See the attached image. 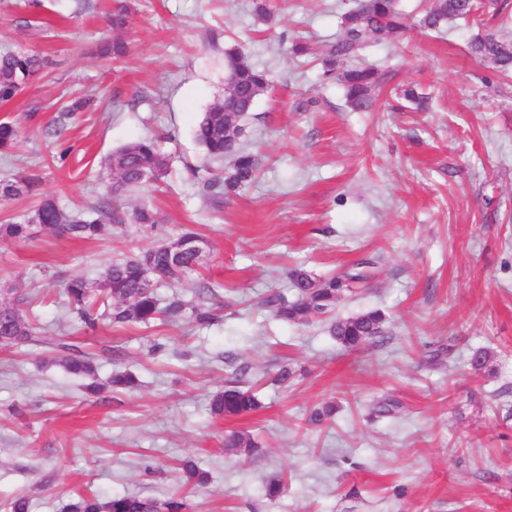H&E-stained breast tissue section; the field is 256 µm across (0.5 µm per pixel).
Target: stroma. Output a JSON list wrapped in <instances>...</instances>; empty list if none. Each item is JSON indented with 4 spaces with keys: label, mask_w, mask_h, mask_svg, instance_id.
Masks as SVG:
<instances>
[{
    "label": "stroma",
    "mask_w": 512,
    "mask_h": 512,
    "mask_svg": "<svg viewBox=\"0 0 512 512\" xmlns=\"http://www.w3.org/2000/svg\"><path fill=\"white\" fill-rule=\"evenodd\" d=\"M121 4L129 24L116 32L109 16ZM268 5L269 28L253 0H0V51L48 60L0 104L19 130L0 180L41 178L35 194L0 197V223L32 216L43 195L95 204L112 152L143 136L166 135L171 170L167 185L128 198L151 201L154 231L129 224L78 241L36 225L30 240L0 243V301L34 297L40 335L98 353L99 380L120 367L139 380L90 396L48 364L46 347L0 346V512L20 495L30 512H63L79 492L162 498L181 490L188 454L211 483L186 494V512H512V79L471 55L482 28L460 20L360 54L388 91L429 94V109H395L387 91L352 112L322 59L354 0ZM116 38L126 55L100 56ZM296 43L307 56L292 55ZM234 45L272 86L244 121L260 175L214 208L192 172L218 169L194 129L224 96ZM77 96L89 98L85 111L59 120ZM185 227L208 247L178 291L193 299L211 286L226 305L216 324L81 330L50 302L64 278L99 279ZM370 257V279L333 316L286 324L263 305L288 269L328 277ZM377 308L388 318L381 342L347 350L330 335L332 318ZM482 346L497 352L495 373L477 377L468 360ZM285 364L297 378L274 383ZM240 370L259 408L211 416L210 394ZM390 399L391 414L370 420ZM321 401L335 404L332 422L308 425ZM235 431L260 453L226 450ZM278 476L288 490L268 499Z\"/></svg>",
    "instance_id": "1"
}]
</instances>
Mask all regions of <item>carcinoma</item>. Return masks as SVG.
I'll return each instance as SVG.
<instances>
[{"mask_svg":"<svg viewBox=\"0 0 512 512\" xmlns=\"http://www.w3.org/2000/svg\"><path fill=\"white\" fill-rule=\"evenodd\" d=\"M496 0L476 5L474 0H431L416 23L412 24L397 6L396 0H357L355 6L340 16L341 37L323 59L325 73L339 79L346 91V103L353 112H367L374 103V93L381 87V76L371 67L356 63L359 53L371 42L381 38L396 39L413 25L424 31L438 32L456 20L470 19L483 24L475 14L495 13ZM471 53L506 75L512 71V43L501 40L496 33L478 34L470 43ZM45 61L37 54L6 51L0 53V103L13 100L28 80L43 68ZM225 88L222 100L214 103L198 123L195 139L205 152L208 162L223 166L219 176L199 182V192L206 204H218L252 185L259 176L260 162L243 143V120L253 111L258 99L269 89L267 71L249 62L237 47L224 50ZM18 129L8 121H0V149L7 150L17 140ZM111 185L98 204L88 210H66L53 197L43 198L26 224H0V242L25 240L31 236V225L39 224L79 240H100L112 234V229L124 224L154 227V209L142 203L130 208L125 197L147 185L165 181L169 174L167 155L160 141L143 137L123 145L108 159ZM37 177L0 183V194L11 196L29 192ZM202 237L186 230L155 247L110 265L100 279L91 281L82 275L71 276L63 286L75 319L90 328L108 319L114 326L145 325L157 321L174 322L185 316L200 326H210L217 319V309L204 303H193L178 293L161 301L157 289L172 285L196 270L200 257L194 243ZM374 265L371 259H361L358 271L343 277L321 278L296 268L289 271L293 295L276 291L264 304L276 319L284 323H308L336 307L345 293H352L368 279L365 269ZM384 315L379 309L369 310L335 321L331 335L342 347L353 350L384 337ZM0 344L8 347L51 345L56 350L53 362L67 373L84 381L83 389L98 393L96 356L76 344L35 335V327L17 304L0 306ZM494 358L488 347L475 350L470 358L472 371L486 375ZM114 390H131L138 380L128 369H117L109 378ZM260 407L253 390L231 383L215 392L209 402L212 415L240 417ZM334 412V406L324 403L312 408L308 422L323 425ZM224 448L253 454L258 444L241 432L224 437ZM183 484L193 488L210 482L209 472L201 469L190 457L179 461ZM183 497L173 494L164 500L144 498L137 494H116L105 501L95 496L76 495L64 512H184Z\"/></svg>","mask_w":512,"mask_h":512,"instance_id":"1","label":"carcinoma"}]
</instances>
